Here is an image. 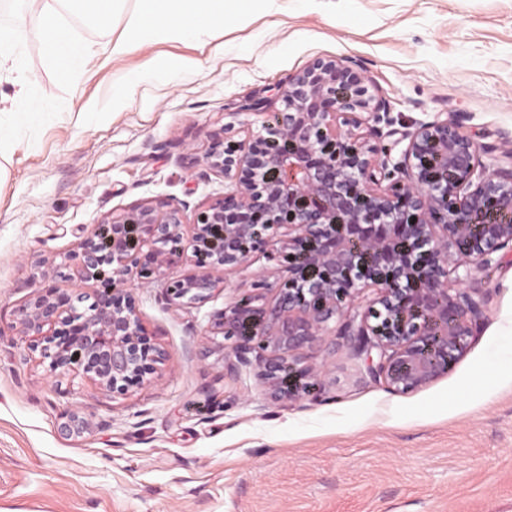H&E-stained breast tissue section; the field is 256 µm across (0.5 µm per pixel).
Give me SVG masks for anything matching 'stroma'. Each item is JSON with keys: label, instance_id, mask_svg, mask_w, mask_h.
<instances>
[{"label": "stroma", "instance_id": "stroma-1", "mask_svg": "<svg viewBox=\"0 0 512 512\" xmlns=\"http://www.w3.org/2000/svg\"><path fill=\"white\" fill-rule=\"evenodd\" d=\"M139 8L123 0L106 27L70 17L99 51L75 75L30 43L23 67L45 115H0L12 129L0 143V512H512V360L499 354L512 344V263L480 272L484 320L448 374L407 394L372 381L334 336L303 353L313 394L276 397L254 367L231 374L212 317L253 280L279 283L260 256L184 307L126 282L165 359L124 395L48 377L18 324L49 262L106 215L222 196L205 153L271 121L315 59L362 70L403 125L458 112L478 142L512 149V0H258L199 40L170 33L108 60L102 46ZM168 60L197 71L104 111L113 87ZM74 404L87 432L61 428Z\"/></svg>", "mask_w": 512, "mask_h": 512}]
</instances>
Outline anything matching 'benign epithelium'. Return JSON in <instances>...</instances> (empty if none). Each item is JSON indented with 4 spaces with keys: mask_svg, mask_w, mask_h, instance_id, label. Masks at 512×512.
I'll list each match as a JSON object with an SVG mask.
<instances>
[{
    "mask_svg": "<svg viewBox=\"0 0 512 512\" xmlns=\"http://www.w3.org/2000/svg\"><path fill=\"white\" fill-rule=\"evenodd\" d=\"M283 102L260 131L227 145L218 138L205 154V167L228 181L224 196L190 219L163 201L112 213L51 264L54 284L18 310L27 349L50 374L78 372L126 394L165 354L121 285L163 279L171 304L190 305L221 283L216 273L256 254L286 278L275 288L254 281L217 312L214 329L279 394L316 390L312 373L282 354L331 334L395 393L448 373L482 314L477 274L512 259V151L494 156L456 113L397 127L386 100L341 60L292 76ZM383 138L406 143L397 161L371 143ZM187 228L198 271L167 280ZM90 282L93 296L77 292ZM67 417L69 432L88 426L77 406Z\"/></svg>",
    "mask_w": 512,
    "mask_h": 512,
    "instance_id": "benign-epithelium-1",
    "label": "benign epithelium"
}]
</instances>
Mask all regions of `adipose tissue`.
<instances>
[{
    "instance_id": "obj_1",
    "label": "adipose tissue",
    "mask_w": 512,
    "mask_h": 512,
    "mask_svg": "<svg viewBox=\"0 0 512 512\" xmlns=\"http://www.w3.org/2000/svg\"><path fill=\"white\" fill-rule=\"evenodd\" d=\"M119 0H24L25 8L12 25H0V69L15 71V96L24 105L15 112L16 123L30 125L41 121L43 109L27 101L29 90L17 51L28 37L41 41L52 60L71 62L73 70H85L95 57L90 46L72 34L67 13L92 18L96 24H108ZM243 0H140V13L126 34L110 42L108 55L121 59L150 42L162 27L175 29L182 37L200 38L213 26L222 23L228 5Z\"/></svg>"
}]
</instances>
